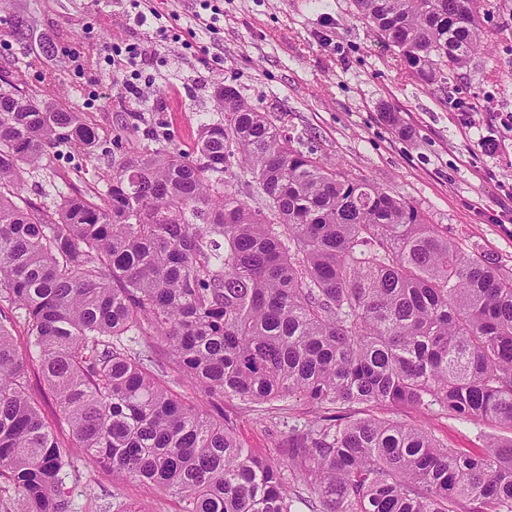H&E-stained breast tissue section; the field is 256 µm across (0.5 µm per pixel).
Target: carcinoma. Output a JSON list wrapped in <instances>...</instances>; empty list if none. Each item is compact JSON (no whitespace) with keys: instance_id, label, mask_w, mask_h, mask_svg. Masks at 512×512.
Wrapping results in <instances>:
<instances>
[{"instance_id":"carcinoma-1","label":"carcinoma","mask_w":512,"mask_h":512,"mask_svg":"<svg viewBox=\"0 0 512 512\" xmlns=\"http://www.w3.org/2000/svg\"><path fill=\"white\" fill-rule=\"evenodd\" d=\"M353 6L411 79L441 91L489 19L487 0ZM225 90L194 156L155 131L99 201L63 194L49 211L14 190L63 148L95 154L98 134L0 84V479L24 512H74L78 448L177 497L180 512H512V439L471 454L346 411L437 405L512 429V273ZM19 323L70 446L28 392ZM156 338L219 415L171 389ZM295 396L325 413L291 429L280 461L243 448L219 406Z\"/></svg>"}]
</instances>
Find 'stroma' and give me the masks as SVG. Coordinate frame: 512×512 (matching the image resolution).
<instances>
[{"instance_id":"1","label":"stroma","mask_w":512,"mask_h":512,"mask_svg":"<svg viewBox=\"0 0 512 512\" xmlns=\"http://www.w3.org/2000/svg\"><path fill=\"white\" fill-rule=\"evenodd\" d=\"M491 14L489 52L447 92L426 89L400 68L393 48L350 0H151L139 23L133 0H0V77L27 96L83 113L110 153L62 149L50 169L28 176L23 200L54 207L56 191L89 198L128 152L162 124L175 148L192 154L203 121L217 118L218 86H236L258 111L278 119L304 150L411 200L431 223L471 252L512 271V224H496L501 183H512V0ZM141 58L128 59L126 48ZM472 105L470 122L457 102ZM389 104L399 120L383 117ZM490 136L493 146L480 147ZM224 412L253 454L282 456L288 427L318 419L300 397L286 410L225 399ZM375 416L420 426L452 448L478 453L512 430L468 424L437 406L357 405ZM76 512H108L122 502L137 512H179L160 490L122 479L75 456Z\"/></svg>"}]
</instances>
